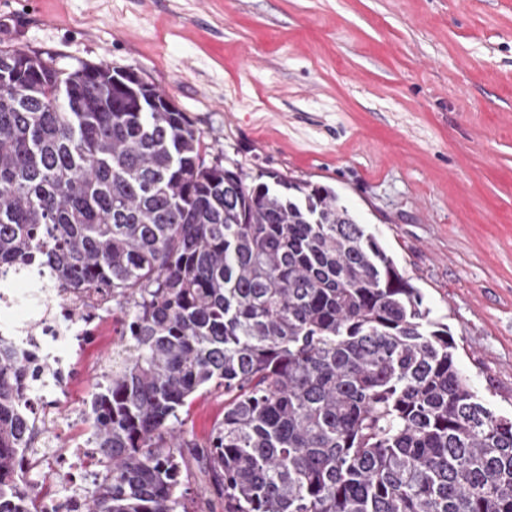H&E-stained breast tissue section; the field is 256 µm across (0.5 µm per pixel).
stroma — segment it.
Segmentation results:
<instances>
[{"mask_svg": "<svg viewBox=\"0 0 512 512\" xmlns=\"http://www.w3.org/2000/svg\"><path fill=\"white\" fill-rule=\"evenodd\" d=\"M72 71L105 61L163 90L210 156L336 190L447 324L478 398L512 416V0H0V46ZM74 360L60 424L90 409L118 317ZM224 416L209 387L186 418L190 512H224L192 447ZM58 436L57 496L93 472Z\"/></svg>", "mask_w": 512, "mask_h": 512, "instance_id": "stroma-1", "label": "stroma"}]
</instances>
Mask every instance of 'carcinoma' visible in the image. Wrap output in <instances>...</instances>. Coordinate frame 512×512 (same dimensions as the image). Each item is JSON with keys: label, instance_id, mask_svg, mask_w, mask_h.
Instances as JSON below:
<instances>
[{"label": "carcinoma", "instance_id": "obj_1", "mask_svg": "<svg viewBox=\"0 0 512 512\" xmlns=\"http://www.w3.org/2000/svg\"><path fill=\"white\" fill-rule=\"evenodd\" d=\"M44 270L123 315L85 512H188L180 413L212 383L224 512H512V416L335 190L208 159L132 71L5 47L0 272ZM37 377L0 343V512H43L22 469Z\"/></svg>", "mask_w": 512, "mask_h": 512}]
</instances>
